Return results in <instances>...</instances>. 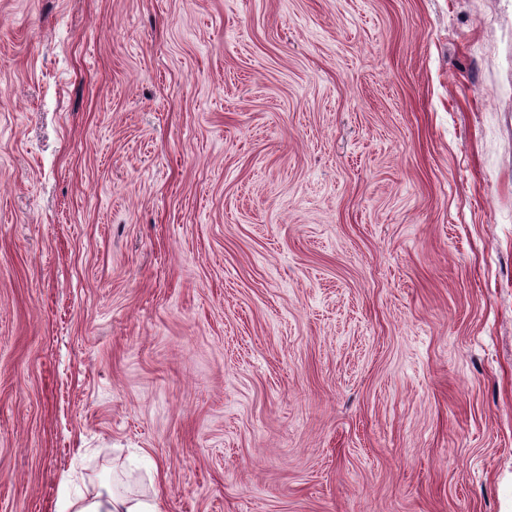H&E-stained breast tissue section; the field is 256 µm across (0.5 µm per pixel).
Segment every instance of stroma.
I'll return each instance as SVG.
<instances>
[{
	"label": "stroma",
	"mask_w": 512,
	"mask_h": 512,
	"mask_svg": "<svg viewBox=\"0 0 512 512\" xmlns=\"http://www.w3.org/2000/svg\"><path fill=\"white\" fill-rule=\"evenodd\" d=\"M512 512V0H0V512ZM58 512H161L159 505L143 495L121 492L110 485L64 497Z\"/></svg>",
	"instance_id": "35a3bbf8"
}]
</instances>
